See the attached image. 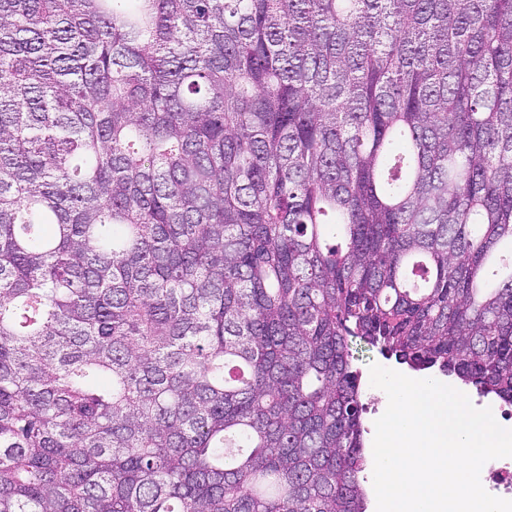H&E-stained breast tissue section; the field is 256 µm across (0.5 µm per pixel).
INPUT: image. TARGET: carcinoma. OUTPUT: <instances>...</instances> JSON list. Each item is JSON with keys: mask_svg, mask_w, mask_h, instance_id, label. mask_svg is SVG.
I'll list each match as a JSON object with an SVG mask.
<instances>
[{"mask_svg": "<svg viewBox=\"0 0 512 512\" xmlns=\"http://www.w3.org/2000/svg\"><path fill=\"white\" fill-rule=\"evenodd\" d=\"M358 340L512 403V0H0V512H367Z\"/></svg>", "mask_w": 512, "mask_h": 512, "instance_id": "1", "label": "carcinoma"}]
</instances>
